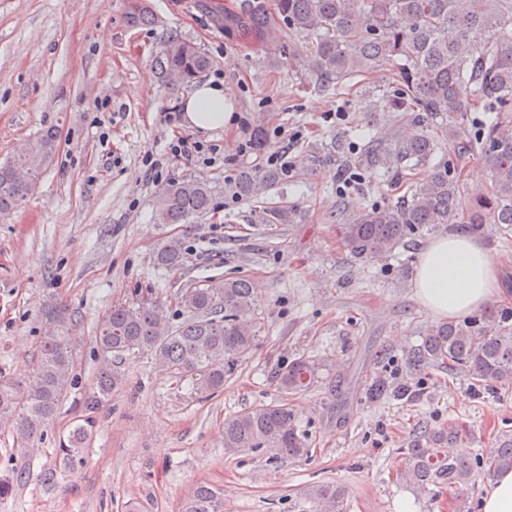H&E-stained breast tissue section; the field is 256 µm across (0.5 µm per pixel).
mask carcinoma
<instances>
[{
	"mask_svg": "<svg viewBox=\"0 0 512 512\" xmlns=\"http://www.w3.org/2000/svg\"><path fill=\"white\" fill-rule=\"evenodd\" d=\"M224 40L267 52L294 35L306 38L311 64L307 84L328 93L342 88L382 65L397 71L391 91L376 95L367 120L352 135L358 150L348 154L342 138L311 147L304 157L310 168L328 165L336 178L352 170L376 182L408 192L382 205L336 212L339 235L354 254L381 261L412 234L448 224H505L512 229V0H241L237 7L214 4L205 9ZM130 28L159 23L148 0H127ZM161 82L187 88L210 67L209 57L190 40L173 38L155 55ZM470 112H482L481 129L471 134ZM266 131L252 129L249 149L261 155ZM56 151V132L46 130L12 159L0 163V214L18 208L37 177L39 165ZM481 160L489 182L468 187L463 171L469 159ZM286 164L237 168L224 179V198L251 201L268 184L288 182ZM218 190L208 178L185 175L169 180L157 195L161 224H187L218 209ZM292 209L268 206V224L292 221ZM182 242L171 237L153 254L158 268H175ZM255 289L243 278L226 279L202 288H186L178 296L185 317L169 323L165 303L153 295L116 301L98 324L96 343L101 363L92 395L83 401V422L71 430L68 443L57 449L64 462L80 452L93 428V412L124 383L120 364L147 354L157 369L196 389L214 394L224 389L234 357L253 349L259 330ZM46 335L41 338L33 379L22 381L0 371V426L12 433L28 457L39 453L46 427L71 386L75 338L65 312L43 310ZM415 366L446 364L463 369L481 390L489 383L512 381V321L490 314L482 319L439 322L428 327L411 352ZM321 363L300 356L275 372L283 394L224 420V447L266 448L280 457L308 451L288 398L309 389ZM373 401L420 395L418 385L373 381ZM466 430L455 422L428 429L404 449L400 481L423 494L448 491L453 512H468V493L477 479L512 468V430L497 434L494 448L482 457L450 456L445 448L462 445ZM33 478L28 464L14 465L0 475V500L25 487ZM345 490L333 483L307 488L299 512H343ZM182 512H224V494L207 482L197 483Z\"/></svg>",
	"mask_w": 512,
	"mask_h": 512,
	"instance_id": "1",
	"label": "carcinoma"
}]
</instances>
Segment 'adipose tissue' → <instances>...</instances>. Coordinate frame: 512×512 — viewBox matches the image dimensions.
<instances>
[{"label": "adipose tissue", "instance_id": "adipose-tissue-1", "mask_svg": "<svg viewBox=\"0 0 512 512\" xmlns=\"http://www.w3.org/2000/svg\"><path fill=\"white\" fill-rule=\"evenodd\" d=\"M223 83L207 81L186 94L183 121L207 132L223 128L232 114ZM414 295L433 316L455 319L505 297L501 274L482 242L454 227L420 245Z\"/></svg>", "mask_w": 512, "mask_h": 512}]
</instances>
